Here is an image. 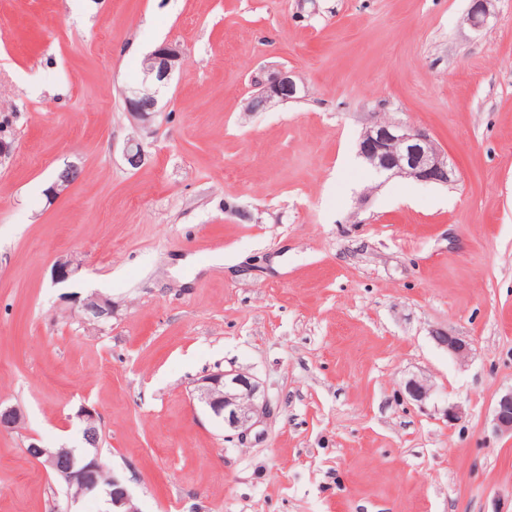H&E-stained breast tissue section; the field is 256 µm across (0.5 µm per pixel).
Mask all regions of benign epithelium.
Wrapping results in <instances>:
<instances>
[{"label": "benign epithelium", "instance_id": "7a95c632", "mask_svg": "<svg viewBox=\"0 0 512 512\" xmlns=\"http://www.w3.org/2000/svg\"><path fill=\"white\" fill-rule=\"evenodd\" d=\"M491 0H473L468 20L471 26L480 28L490 15ZM181 49L164 42L146 58L143 83L152 93L134 90L125 97L126 110L136 121L146 127L158 111L159 90L165 81L180 65ZM258 93L248 103L251 112L266 109L272 103H284L299 98L302 87L291 71L280 70L254 77ZM359 155L379 175L413 178L419 182L446 184L451 181L453 170L434 140L424 130L399 122L374 119L365 128L360 142ZM126 163L138 168L145 161L142 142L131 140L124 151ZM81 313L89 323H98L112 316V304L97 295L83 299ZM438 342L448 352L464 357L469 352V343L452 334L437 337ZM198 398L210 415L235 432L244 441L256 424L257 416L270 413V407L259 401V384L253 378L241 373L218 372L207 375L198 381ZM81 423V440L86 446L95 445L99 435V416L90 409H82L77 414ZM23 420L20 408L0 407V431L18 428ZM495 431L512 434V391L502 395L494 408ZM26 454L50 471L68 487V504L74 505L85 495L96 490L95 475L105 468L100 456L88 460L77 469L66 464L67 455L61 450L44 448L35 443L26 448ZM112 512H139L123 478L112 474Z\"/></svg>", "mask_w": 512, "mask_h": 512}]
</instances>
